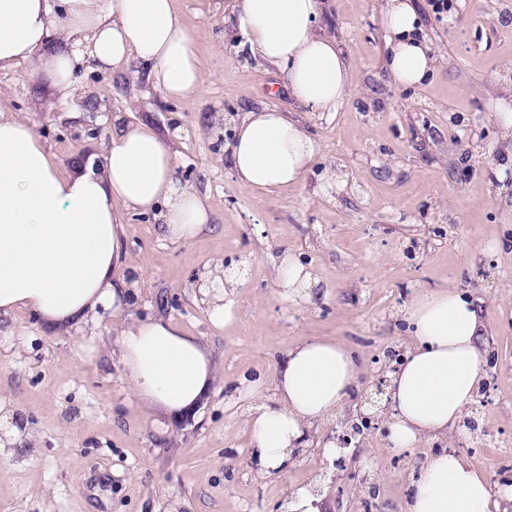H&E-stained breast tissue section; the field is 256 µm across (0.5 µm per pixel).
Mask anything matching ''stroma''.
<instances>
[{"label":"stroma","instance_id":"obj_1","mask_svg":"<svg viewBox=\"0 0 512 512\" xmlns=\"http://www.w3.org/2000/svg\"><path fill=\"white\" fill-rule=\"evenodd\" d=\"M440 60L426 86L397 89L384 68L386 0H327L324 28L353 75L332 116L303 112L278 72L230 53L234 0H175L209 74L203 96L168 102L147 80L86 72L62 100L33 76L34 63L0 72V99L28 120L63 170L102 163L112 117L145 121L171 138L180 180L206 193L214 230L165 240L157 220L123 226L126 276L136 286L121 318L79 328L0 317V397L33 438L0 455V512H287L292 488L317 491L331 512H401L410 476L427 454L454 448L491 484L512 483V175L489 118L495 89L512 85V0H452L436 16L413 0ZM275 107L301 120L325 161L346 179L321 191L317 175L270 198L232 175L233 122ZM502 242L501 250L488 244ZM302 255L329 299L309 306L280 295L277 259ZM244 263L231 320L215 327L217 277ZM467 290L482 309L480 344L492 361L469 409L475 429L423 443L414 455L384 446L377 413L359 447L326 454L346 422L373 405L388 350L405 351L403 312L426 289ZM172 319L196 336L216 368L201 404L181 418L143 405L118 357L122 323ZM319 337L352 348L361 365L355 401L307 434L287 471L260 475L243 411L248 388L274 393L273 367L289 347Z\"/></svg>","mask_w":512,"mask_h":512}]
</instances>
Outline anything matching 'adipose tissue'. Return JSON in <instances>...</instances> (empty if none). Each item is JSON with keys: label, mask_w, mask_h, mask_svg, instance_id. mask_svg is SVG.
Masks as SVG:
<instances>
[{"label": "adipose tissue", "mask_w": 512, "mask_h": 512, "mask_svg": "<svg viewBox=\"0 0 512 512\" xmlns=\"http://www.w3.org/2000/svg\"><path fill=\"white\" fill-rule=\"evenodd\" d=\"M323 0H237L238 50L281 76L291 100L311 114L340 111L352 87L336 38L320 26ZM385 69L400 89L425 84L437 50L421 34L412 0H388ZM36 63V78L60 98L85 69L147 79L169 100L202 95L208 77L175 0H0V72ZM320 145L277 108L248 112L234 125L232 169L245 190L273 194L305 183ZM151 215L172 242L212 229L206 198L176 176L170 144L146 122L113 121L101 168L64 174L34 128L0 103V315L26 312L46 325L78 327L97 307L121 315L127 213ZM276 285L295 304L313 302L318 277L284 252ZM404 318L402 364L389 372L386 446L409 453L426 438L459 429L484 379L483 322L456 288L418 294ZM120 361L135 396L173 416L192 412L214 368L195 337L171 320L124 325ZM360 364L344 344L313 338L275 365L272 398L249 405L252 453L269 474L287 469L314 425L334 419L358 388ZM512 484L492 489L480 468L453 449L430 453L410 480L403 512H499Z\"/></svg>", "instance_id": "obj_1"}]
</instances>
